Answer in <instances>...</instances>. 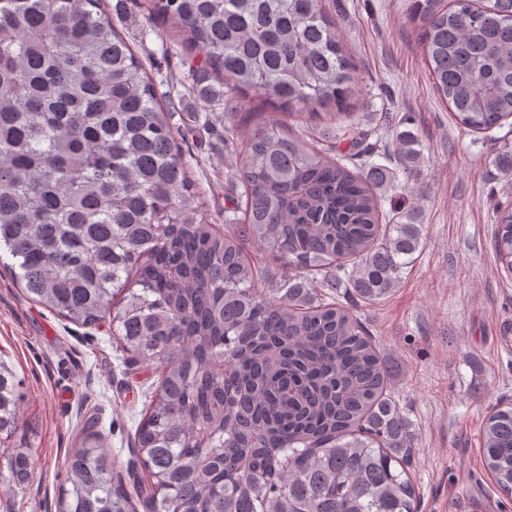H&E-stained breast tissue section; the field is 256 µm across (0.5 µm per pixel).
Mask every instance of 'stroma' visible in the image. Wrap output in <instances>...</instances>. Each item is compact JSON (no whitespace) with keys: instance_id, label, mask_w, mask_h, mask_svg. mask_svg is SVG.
I'll return each instance as SVG.
<instances>
[{"instance_id":"stroma-1","label":"stroma","mask_w":512,"mask_h":512,"mask_svg":"<svg viewBox=\"0 0 512 512\" xmlns=\"http://www.w3.org/2000/svg\"><path fill=\"white\" fill-rule=\"evenodd\" d=\"M322 4L356 65L350 104L361 125L393 152L403 133L419 141V186L403 181L394 193L418 211L420 247L400 282L359 312L395 369L392 390L412 433L417 512H512V496L496 489L481 455L485 416L512 401V273L493 241V205L512 207V176L491 164L511 132L460 131L434 88L409 0ZM117 28L159 91L179 99L173 122L193 149L194 203L223 223L234 169L223 144L201 128L206 107L185 87L179 46L138 24ZM16 273L1 249L0 361L17 383L19 427L0 436V512H57L65 457L89 426L111 449L114 477L136 512H149L134 438L159 369L131 362L108 322L84 327L28 300ZM19 452L34 458L25 478L7 465Z\"/></svg>"}]
</instances>
